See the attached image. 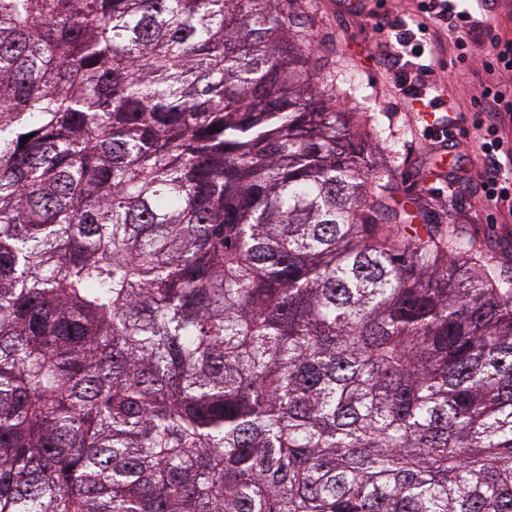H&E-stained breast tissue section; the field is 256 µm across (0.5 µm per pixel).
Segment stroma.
Returning a JSON list of instances; mask_svg holds the SVG:
<instances>
[{"label":"stroma","instance_id":"35a3bbf8","mask_svg":"<svg viewBox=\"0 0 512 512\" xmlns=\"http://www.w3.org/2000/svg\"><path fill=\"white\" fill-rule=\"evenodd\" d=\"M349 9L344 0H299L297 35L312 36L317 72L344 112H364L371 119L379 155L395 170L396 190L391 206L401 214L411 212L410 201L423 197L432 221L467 225L500 258L501 269L512 272V223L490 217L478 190L479 165L474 151L435 143L426 127L438 126L443 116L471 127L478 83L470 72L481 58L479 45L469 49V65L456 60L454 36L441 34L443 49L435 80L445 87L447 113L415 112L399 90L410 80V68L391 67L381 60L385 39L380 23L397 14H411L416 0H357ZM464 8L484 28L512 38V0H464Z\"/></svg>","mask_w":512,"mask_h":512}]
</instances>
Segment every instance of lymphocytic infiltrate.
Returning <instances> with one entry per match:
<instances>
[{"label": "lymphocytic infiltrate", "instance_id": "f902f5d3", "mask_svg": "<svg viewBox=\"0 0 512 512\" xmlns=\"http://www.w3.org/2000/svg\"><path fill=\"white\" fill-rule=\"evenodd\" d=\"M419 20L415 29H403L399 43L411 57L422 60L427 47L435 45L441 27L455 35L459 62H467L469 43L482 45L481 92L477 100L479 117L472 125L471 143L482 164L481 198L492 207L512 200V142L506 130L512 126V39L484 36L473 15L458 9L453 0H418Z\"/></svg>", "mask_w": 512, "mask_h": 512}]
</instances>
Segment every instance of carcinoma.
<instances>
[{
    "mask_svg": "<svg viewBox=\"0 0 512 512\" xmlns=\"http://www.w3.org/2000/svg\"><path fill=\"white\" fill-rule=\"evenodd\" d=\"M297 7L0 0V512H512V276Z\"/></svg>",
    "mask_w": 512,
    "mask_h": 512,
    "instance_id": "cac0c4a2",
    "label": "carcinoma"
}]
</instances>
